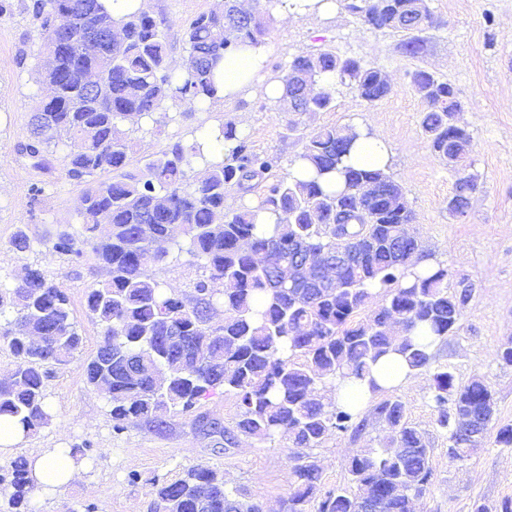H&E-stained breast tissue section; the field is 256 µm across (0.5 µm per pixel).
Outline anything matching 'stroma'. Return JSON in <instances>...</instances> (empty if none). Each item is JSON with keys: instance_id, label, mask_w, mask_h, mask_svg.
Instances as JSON below:
<instances>
[{"instance_id": "35a3bbf8", "label": "stroma", "mask_w": 512, "mask_h": 512, "mask_svg": "<svg viewBox=\"0 0 512 512\" xmlns=\"http://www.w3.org/2000/svg\"><path fill=\"white\" fill-rule=\"evenodd\" d=\"M26 0H12L10 13L0 15V285L10 286L21 267L41 263L70 297L84 343L67 364L52 366L46 380L51 423L24 438L13 456L0 458V512L14 457L59 445L83 448L86 468L64 490L33 496V512H156V482L172 479L183 469L205 465L223 476L227 487L259 495L266 512H282L288 497V473L294 463L286 441H257L244 436L225 447L194 430L195 414L233 426L238 412L233 395L219 393L201 401L195 412L169 417L164 431L133 420L115 431L109 404L85 381L84 366L95 353L99 329L86 312V293L106 273L92 255L75 263L49 256L58 225L78 223L81 189L66 179L60 166L35 169L17 152L25 140L30 114L45 94L40 42ZM217 0H152L150 11L169 22L167 39L174 63H184L183 41L189 22L210 11ZM436 26L423 32L425 50L406 57L404 33L376 31L362 25L344 8L321 23L299 17L273 19L266 42L267 68L280 77L298 54L332 48L379 68L392 84L381 101L364 102L347 86H336L329 112H278L273 102L249 95L224 103L219 110H185L178 122L146 137L136 154L143 157L167 143L188 141L223 122H234L253 149L272 159L270 179L289 172L311 133L323 126L364 127L384 133L391 154L389 173L400 184L415 213L412 230L424 250L447 263L451 284L465 282L471 298L459 329L440 343L436 361L450 365L457 383L482 376L495 394L493 427L512 424V366L496 360L499 344L512 336V0H429ZM422 67L450 83L465 107L461 116L472 136L468 161L479 177V189L465 215L449 212L455 173L431 150L421 128L424 104L410 84L409 71ZM296 130H288L289 121ZM41 185L33 193V185ZM27 230L33 249L11 250L18 229ZM429 372H419L393 396L405 406V418L429 441L431 486L417 503V512H495L512 500V447L497 445L487 435L481 450L462 463L448 459V433L435 422L428 400ZM361 433L332 434L313 454L323 470V487L350 484L352 454L377 446L386 430L364 409Z\"/></svg>"}]
</instances>
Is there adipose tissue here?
<instances>
[{
    "instance_id": "ef3b65f1",
    "label": "adipose tissue",
    "mask_w": 512,
    "mask_h": 512,
    "mask_svg": "<svg viewBox=\"0 0 512 512\" xmlns=\"http://www.w3.org/2000/svg\"><path fill=\"white\" fill-rule=\"evenodd\" d=\"M267 54L266 44L245 42L225 53L214 68V82L222 100L231 101L258 93L271 102L287 104L283 84L266 80L261 71ZM30 476L40 494H52L76 480L85 464L68 448H49L29 458Z\"/></svg>"
}]
</instances>
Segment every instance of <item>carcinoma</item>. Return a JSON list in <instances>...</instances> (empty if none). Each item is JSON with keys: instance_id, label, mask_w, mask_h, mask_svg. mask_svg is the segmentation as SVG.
Here are the masks:
<instances>
[{"instance_id": "cac0c4a2", "label": "carcinoma", "mask_w": 512, "mask_h": 512, "mask_svg": "<svg viewBox=\"0 0 512 512\" xmlns=\"http://www.w3.org/2000/svg\"><path fill=\"white\" fill-rule=\"evenodd\" d=\"M255 0L243 12L234 0L193 19L184 32L188 46L185 70L176 72L163 16L131 14L105 34L97 24L110 17L99 0H31L26 5L43 51L61 40L69 49L56 56L46 76L47 93L29 120L19 154L35 168L48 170L51 149L64 147L65 176L82 187L76 227L61 229L49 253L72 261L85 249L110 278L86 294L88 315L101 341L85 366L87 383L108 386L113 428L144 419L161 432L167 417L186 413L222 390L237 399L235 429L224 440L244 435L259 441L285 439L293 448H319L333 432L358 433L365 420L353 408L331 403L336 380L365 379L370 366L388 353L409 367L431 371L428 400L437 425L448 431V457L463 462L478 451L457 430V413L489 427L495 397L479 376L456 383L448 365L432 367L428 337L411 336L420 323L438 341L462 321L471 290L451 288L448 266L417 272L414 256H424L409 229L414 213L399 184L386 172L344 165L356 134L322 127L306 138L297 160L306 179L286 174L269 187L262 205L279 216L271 235L257 231L248 207L226 205L234 189L262 181L272 168L256 153L232 122L190 142L177 140L135 164L136 141L158 134L160 126L181 116L177 108L200 109L215 97L213 69L241 41H265L270 15ZM343 7L373 30L407 35L406 56L423 49L420 33L433 26L427 0H342ZM87 35L98 37V56L76 49ZM92 68L101 84L88 87ZM353 89L367 103L389 94L382 71L361 59L343 57L329 48L295 55L281 81L292 112H329L332 88L323 78ZM411 83L425 104L421 127L437 157L456 172L450 201L468 210L478 190V175L467 169L469 130L453 123L460 103L453 86L417 68ZM162 114V119L154 114ZM149 118L153 126L120 123L130 116ZM235 141L226 157L214 156L207 139ZM203 168L192 180L188 172ZM338 171L340 190L320 179ZM169 204H156L159 196ZM183 227L184 239L172 234ZM10 247L32 250L28 233L17 230ZM344 250L352 262L321 270L298 262L310 254L336 261ZM196 259L197 274L189 291L176 294L158 271L182 254ZM381 285L378 295L370 285ZM224 308V324L212 329L210 312ZM24 320L34 339L17 335ZM0 340L16 358L15 383L0 380V416L31 433L51 422L46 401L48 367L64 365L83 343L69 297L38 263L25 266L11 287L0 290ZM387 435L377 448H365L349 461L351 486L322 491V470L310 456L298 457L289 471L291 492L284 512H415L414 501L431 485L432 469L424 434L405 419L398 398L373 408ZM33 485L27 462L11 466L10 512H28ZM208 512H262L260 499L227 488L205 465L187 468L157 485L164 512H200L202 494Z\"/></svg>"}]
</instances>
